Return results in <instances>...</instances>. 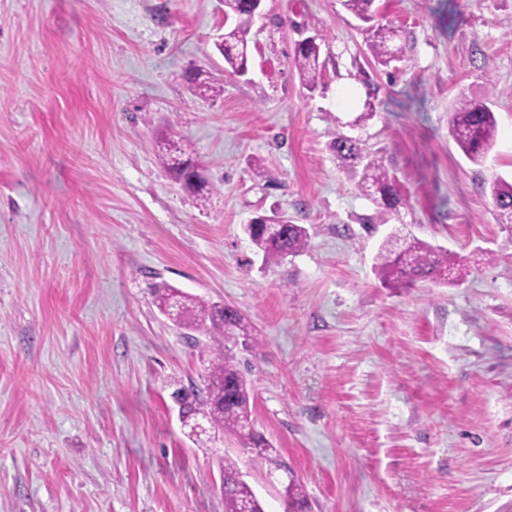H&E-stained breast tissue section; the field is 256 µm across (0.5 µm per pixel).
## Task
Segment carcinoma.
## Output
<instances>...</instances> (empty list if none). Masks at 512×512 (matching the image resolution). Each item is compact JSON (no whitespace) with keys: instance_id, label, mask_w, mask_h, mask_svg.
<instances>
[{"instance_id":"obj_1","label":"carcinoma","mask_w":512,"mask_h":512,"mask_svg":"<svg viewBox=\"0 0 512 512\" xmlns=\"http://www.w3.org/2000/svg\"><path fill=\"white\" fill-rule=\"evenodd\" d=\"M375 2L344 0V6L361 22L370 23L377 17ZM253 7L254 0H224V17L228 25L216 49L224 57L228 69L238 75L249 70L248 35ZM294 59L306 88L315 90L321 83L320 44L314 39L298 43ZM191 84L195 85V94L199 96L221 91L215 86V80H202L198 73L191 78ZM451 135L473 163H481L495 141L494 112L483 102L462 99L453 115ZM160 148L174 178L196 196L201 206H210L216 189L205 180L195 179L198 158L191 145L171 134ZM330 150L351 171L362 167L358 187L369 197L380 195L378 206L381 211L394 210L401 204L394 179L381 162L368 159V151L361 141L340 134L331 141ZM490 194L500 216L512 224V183L496 180L490 184ZM244 232L266 263L296 254L308 245V230L300 224L291 223L284 216L273 215L260 219L256 224H246ZM377 261L385 281L408 284L429 280L446 285L459 266L456 256L448 250L413 235L399 233L381 246ZM149 291L154 305L163 315L193 332L190 339L194 343H200V335L206 338L203 347L208 349L209 366L204 387L179 388L173 392L183 418L199 417L209 429H221L236 436L242 448L254 453L256 463L278 465L271 456V444L254 427L246 381L225 353L226 342L237 343L250 336L241 313L235 308L222 307L184 293L164 280L152 283ZM221 473L224 512H264L252 487L241 478L236 461L224 457ZM285 504V512H302L306 508L305 496L297 484L291 483L286 487Z\"/></svg>"}]
</instances>
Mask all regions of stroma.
I'll use <instances>...</instances> for the list:
<instances>
[{
	"instance_id": "1",
	"label": "stroma",
	"mask_w": 512,
	"mask_h": 512,
	"mask_svg": "<svg viewBox=\"0 0 512 512\" xmlns=\"http://www.w3.org/2000/svg\"><path fill=\"white\" fill-rule=\"evenodd\" d=\"M264 0L246 75L215 48L224 0H0V512H224L235 460L266 512L300 484L310 512H512V0ZM397 32L400 60L370 51ZM321 40L301 84L296 43ZM208 72L220 96L192 94ZM497 121L485 162L450 135L460 98ZM367 120H360L364 110ZM178 134L218 190L198 206L154 142ZM360 138L404 199L387 223L329 148ZM278 209L302 252L267 264L243 226ZM467 264L384 285L394 232ZM165 280L237 308L232 349L257 430L193 438L175 389L208 359L162 316ZM316 40L307 39L298 43L294 55L295 65L309 91H314L318 84L321 83L322 63L319 61L320 44ZM490 194L500 216L505 218L506 224H512V183L496 180L490 184Z\"/></svg>"
}]
</instances>
